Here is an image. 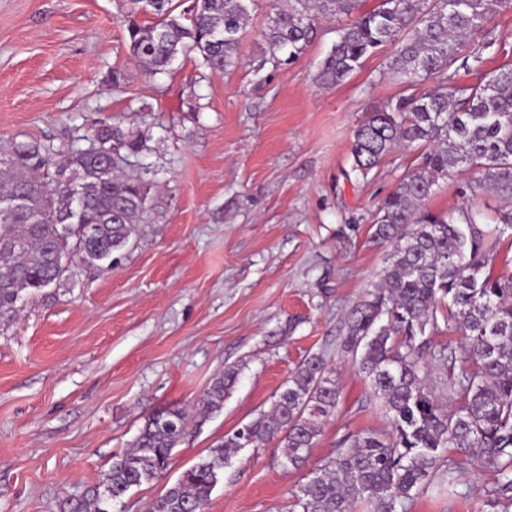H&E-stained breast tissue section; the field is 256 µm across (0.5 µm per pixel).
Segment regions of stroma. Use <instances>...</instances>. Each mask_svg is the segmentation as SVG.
<instances>
[{
  "instance_id": "35a3bbf8",
  "label": "stroma",
  "mask_w": 512,
  "mask_h": 512,
  "mask_svg": "<svg viewBox=\"0 0 512 512\" xmlns=\"http://www.w3.org/2000/svg\"><path fill=\"white\" fill-rule=\"evenodd\" d=\"M273 0H257L238 64L215 76L196 55L170 74L129 62L128 0H0V144L68 142L95 120L148 132L158 172L151 206L114 267L73 263L60 282L0 319V512H60L94 487L145 418L191 408L225 367L240 370L224 406L190 421L161 477L112 512H144L225 434L270 408L309 355L324 354L341 387L308 468L349 433L383 431L379 399L339 348L352 308L379 282L389 248L369 240L382 200L416 167L400 149L352 172L353 130L401 87L387 53L342 84L315 81L336 39L290 65L258 67ZM487 31L495 44L462 82L512 58V9ZM123 68L128 80L112 87ZM302 472L275 445L243 449L205 512H292ZM493 469L456 472L408 512H484Z\"/></svg>"
}]
</instances>
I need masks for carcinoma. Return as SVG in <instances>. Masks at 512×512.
<instances>
[{
    "label": "carcinoma",
    "mask_w": 512,
    "mask_h": 512,
    "mask_svg": "<svg viewBox=\"0 0 512 512\" xmlns=\"http://www.w3.org/2000/svg\"><path fill=\"white\" fill-rule=\"evenodd\" d=\"M130 60L156 76L190 53L222 75L235 67L255 0H129ZM361 0H283L262 31L260 65L300 58L317 34V19L359 10ZM512 0H379L337 29L316 74L335 86L389 46L388 70L402 92L365 113L353 132L352 171L362 176L394 150L419 151L418 164L381 202L372 242L391 248L377 289L353 309L341 350L357 364L385 409L389 432L338 440L335 455L294 493L298 512H407V504L439 477L463 465L497 472L485 512L512 508V278L493 273L495 245L512 230V60L472 84L458 80L456 62H482L485 41L470 47ZM153 20H137L138 14ZM193 18H187V15ZM429 79L436 85L417 92ZM97 151L59 150L37 139L0 148V317L17 302L59 281L63 258L112 264L149 210L150 180L128 175L130 158L151 151L149 135L118 118L88 129ZM480 177L469 198L445 213L429 208L439 180L458 169ZM491 191L507 206L496 223L474 200ZM91 225L84 235L80 227ZM455 329L465 344L436 349L431 335ZM440 368L446 398L427 386ZM239 369L228 366L196 403L203 421L224 405ZM340 387L320 354L300 363L275 394L269 412L224 435L186 469L146 512H203L230 460L244 448L277 442L284 464L301 469ZM188 413L168 408L148 416L130 449L112 458L98 487L68 498L63 512H110L130 490L168 469L185 435Z\"/></svg>",
    "instance_id": "cac0c4a2"
}]
</instances>
